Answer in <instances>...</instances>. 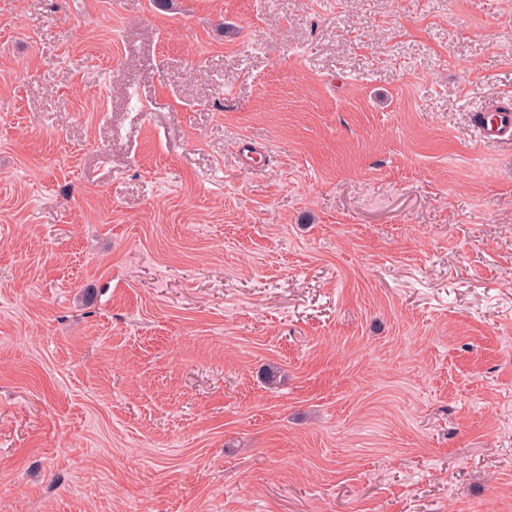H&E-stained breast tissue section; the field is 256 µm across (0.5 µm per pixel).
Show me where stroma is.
Listing matches in <instances>:
<instances>
[{
    "label": "stroma",
    "mask_w": 512,
    "mask_h": 512,
    "mask_svg": "<svg viewBox=\"0 0 512 512\" xmlns=\"http://www.w3.org/2000/svg\"><path fill=\"white\" fill-rule=\"evenodd\" d=\"M512 0H0V512H512ZM481 138L484 142L512 141V113L496 112L491 122L482 127Z\"/></svg>",
    "instance_id": "obj_1"
}]
</instances>
